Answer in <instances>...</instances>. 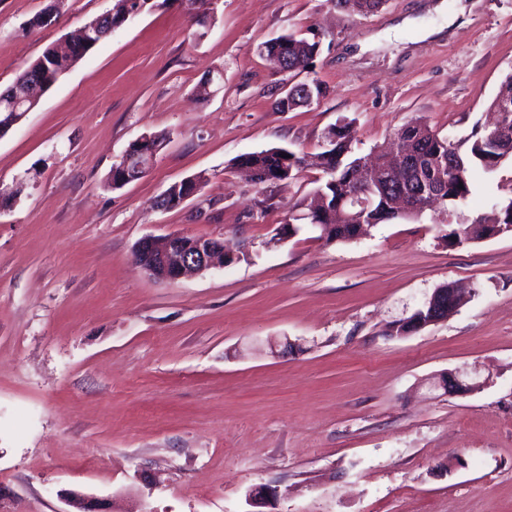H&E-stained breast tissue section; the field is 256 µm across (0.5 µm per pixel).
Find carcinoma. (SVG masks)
<instances>
[{"mask_svg": "<svg viewBox=\"0 0 512 512\" xmlns=\"http://www.w3.org/2000/svg\"><path fill=\"white\" fill-rule=\"evenodd\" d=\"M126 5L127 0H115L112 11H106L90 20L70 35L69 53L59 55L51 48H46L12 85L0 91V123L7 120L11 112L25 111L29 105L28 98L51 89L52 84L58 82L74 63L100 42L97 36L83 34L84 30L98 33L108 31L121 20ZM319 46L318 41L283 34L263 42L259 54L271 64L282 63L292 73L299 75L309 71ZM504 86L506 93L492 100V104L503 113V124L507 130L506 139L502 143L475 127L471 136L462 144L439 136L421 120L415 121V127L408 133V138L419 150L426 149L439 160L454 158L461 175L450 177L444 167L433 165L431 161L419 156L410 164L404 157L380 151L381 172L388 178V186L377 191L374 208L365 216L364 223L380 224L399 218L392 205L396 190L416 189L432 181L440 186V196L436 198L440 212L448 214L470 194L471 179L476 170L490 172L501 163L512 160V73L506 76ZM330 130L336 134L335 146L316 154L317 166L325 173V179L306 198L294 204L293 209L299 211V216L292 217L294 221L300 219L307 224L319 225L328 243L355 238L356 226L341 216L345 209L343 198L353 183L370 185L376 179L373 173L357 174L360 158L352 156V142L355 141L352 122L340 120ZM166 141V135L151 133L143 142L135 144V150L143 161L152 163L166 146ZM303 161L304 158L294 151L274 147L242 155L235 160L234 166L248 172L251 184L261 189L267 184L294 178ZM204 181L205 175L199 173L194 176V180L183 182L177 188L169 186L166 189L169 193L168 208L177 207L184 194L200 190ZM502 224H512V200L503 205L497 216L489 222L480 219L470 224L456 225L452 238L455 244L463 245L495 235L497 227Z\"/></svg>", "mask_w": 512, "mask_h": 512, "instance_id": "obj_1", "label": "carcinoma"}]
</instances>
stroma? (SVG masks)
I'll return each mask as SVG.
<instances>
[{
  "instance_id": "35a3bbf8",
  "label": "stroma",
  "mask_w": 512,
  "mask_h": 512,
  "mask_svg": "<svg viewBox=\"0 0 512 512\" xmlns=\"http://www.w3.org/2000/svg\"><path fill=\"white\" fill-rule=\"evenodd\" d=\"M0 0V90L27 62L109 10ZM295 33L321 41L328 94L290 112L291 81L259 55ZM221 72L208 101L195 88ZM512 73V0H216L206 26L179 0L116 29L0 137V512H66V492L108 512H512V235L449 246L429 212L328 243L277 240L322 176L258 189L233 161L315 153L339 120L369 154L424 118L467 138ZM165 133L150 172L107 177L129 144ZM205 173L174 210L172 183ZM512 198V162L477 173L454 222ZM170 232L222 241L231 263L167 283L133 251ZM467 288L447 320L394 334L443 284ZM291 340L292 352L270 344ZM487 376L448 396L451 370Z\"/></svg>"
}]
</instances>
